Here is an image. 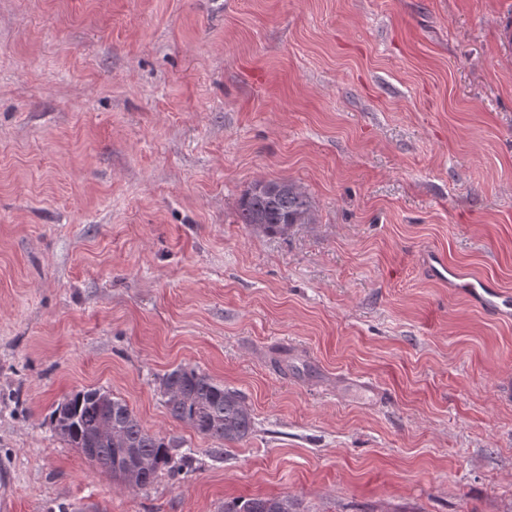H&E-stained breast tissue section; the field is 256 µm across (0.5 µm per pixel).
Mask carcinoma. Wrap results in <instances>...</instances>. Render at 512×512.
<instances>
[{"label":"carcinoma","mask_w":512,"mask_h":512,"mask_svg":"<svg viewBox=\"0 0 512 512\" xmlns=\"http://www.w3.org/2000/svg\"><path fill=\"white\" fill-rule=\"evenodd\" d=\"M270 193L248 188L240 200L242 223L267 234H283L293 224H303L309 213L305 196L286 182ZM168 415L196 433L228 443L247 440L254 427L244 396L209 375L178 366L159 379ZM55 432L93 465L121 484L146 489L166 475L179 479L194 471L192 458L178 453L180 444L140 423L127 403L104 389H81L58 403L52 413ZM130 453L124 473L114 471L116 457ZM221 512H296L286 497H257L224 502Z\"/></svg>","instance_id":"obj_1"}]
</instances>
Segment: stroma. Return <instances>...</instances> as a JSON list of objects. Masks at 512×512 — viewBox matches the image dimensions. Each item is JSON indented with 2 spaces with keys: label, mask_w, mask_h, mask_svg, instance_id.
I'll list each match as a JSON object with an SVG mask.
<instances>
[{
  "label": "stroma",
  "mask_w": 512,
  "mask_h": 512,
  "mask_svg": "<svg viewBox=\"0 0 512 512\" xmlns=\"http://www.w3.org/2000/svg\"><path fill=\"white\" fill-rule=\"evenodd\" d=\"M285 181L309 223L238 200ZM512 0H0L9 512H512ZM240 391L243 443L158 380ZM104 387L195 470L132 490L51 412ZM269 182L279 186L275 193L257 191L252 185L242 195V224L267 234H283L292 224H304L309 213L305 196L288 182ZM427 264L434 276L448 279L452 288H462L465 293L485 309L497 314H508L512 308V298L507 292L494 288L486 280H468L448 266L444 257L433 252L427 256ZM458 282H455V281ZM159 390L170 418L202 436L241 443L253 432L244 396L195 368L180 365L165 373ZM288 497H257L224 502L221 512H297Z\"/></svg>",
  "instance_id": "stroma-1"
}]
</instances>
